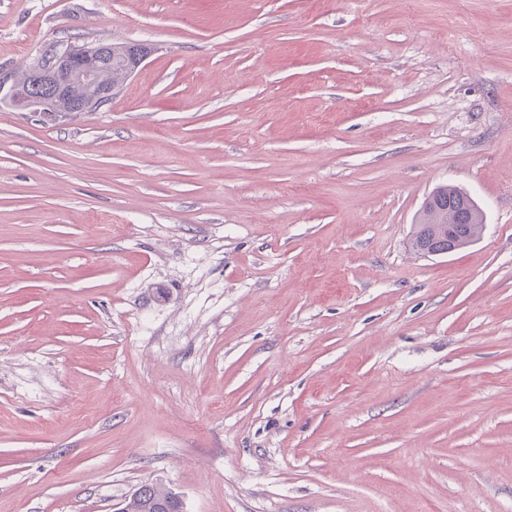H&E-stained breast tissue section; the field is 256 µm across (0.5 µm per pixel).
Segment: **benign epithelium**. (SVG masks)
Instances as JSON below:
<instances>
[{"label":"benign epithelium","mask_w":512,"mask_h":512,"mask_svg":"<svg viewBox=\"0 0 512 512\" xmlns=\"http://www.w3.org/2000/svg\"><path fill=\"white\" fill-rule=\"evenodd\" d=\"M151 53L108 41L94 45L51 43L39 55L21 81L0 76V104L25 101L28 108L55 120L74 112H92L112 100L114 89L105 83L103 64H115L131 77Z\"/></svg>","instance_id":"1"}]
</instances>
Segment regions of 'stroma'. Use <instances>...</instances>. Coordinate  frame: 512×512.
Instances as JSON below:
<instances>
[{"mask_svg":"<svg viewBox=\"0 0 512 512\" xmlns=\"http://www.w3.org/2000/svg\"><path fill=\"white\" fill-rule=\"evenodd\" d=\"M103 39L0 108V512H512V0H0V73ZM151 53V48L120 46L108 41L94 45L51 43L39 55L22 81H13L6 89L7 79L0 75V104L15 106L25 101L31 112L50 120L74 112H92L112 100L114 89L131 77ZM113 62V64H112ZM112 85L104 82L103 64ZM481 218V219H480ZM438 224H452L453 238L464 241L470 237H479L483 228V215H478L464 201L458 188L453 185L437 187L426 199L422 207L418 224L415 225L411 246L416 252L421 247L431 246L448 249L437 251L429 249L425 255H441L451 253L460 247L457 242L448 244V230L443 237L437 233ZM139 496L132 502L131 509L126 505L120 510L121 512H161L157 510L163 503L167 502L168 494H161L154 487L143 486L136 493Z\"/></svg>","mask_w":512,"mask_h":512,"instance_id":"stroma-1","label":"stroma"}]
</instances>
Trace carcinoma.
<instances>
[{
  "label": "carcinoma",
  "instance_id": "1",
  "mask_svg": "<svg viewBox=\"0 0 512 512\" xmlns=\"http://www.w3.org/2000/svg\"><path fill=\"white\" fill-rule=\"evenodd\" d=\"M450 224L453 238L463 241L480 235L483 220L473 208L464 201L458 188L443 185L436 188L426 199L422 207L418 224L415 225L411 246L415 251L424 246L448 248V236H439L437 225ZM138 497L131 504V512H159L169 495L161 494L154 487L143 486L137 491Z\"/></svg>",
  "mask_w": 512,
  "mask_h": 512
}]
</instances>
